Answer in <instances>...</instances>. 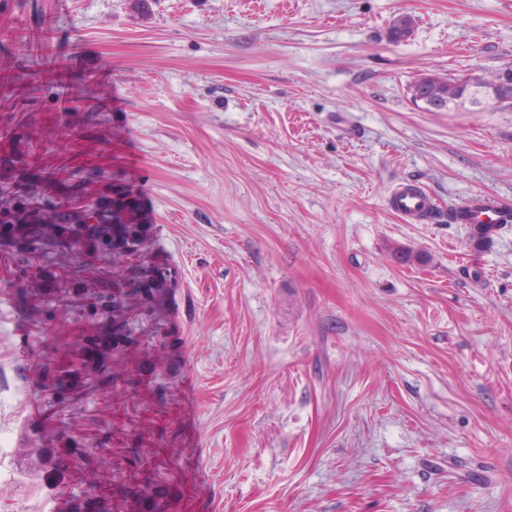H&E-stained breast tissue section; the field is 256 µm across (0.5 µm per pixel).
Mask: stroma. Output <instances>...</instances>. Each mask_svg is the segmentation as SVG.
Listing matches in <instances>:
<instances>
[{
  "label": "stroma",
  "instance_id": "obj_1",
  "mask_svg": "<svg viewBox=\"0 0 512 512\" xmlns=\"http://www.w3.org/2000/svg\"><path fill=\"white\" fill-rule=\"evenodd\" d=\"M508 64L512 0H0V206L138 200L176 273L72 404L43 366L92 327L59 289L33 317L0 246V512H512V224L474 265L387 206L512 207V112L408 93ZM388 205L406 224H426L436 207L434 198L414 182L402 181L388 194Z\"/></svg>",
  "mask_w": 512,
  "mask_h": 512
}]
</instances>
